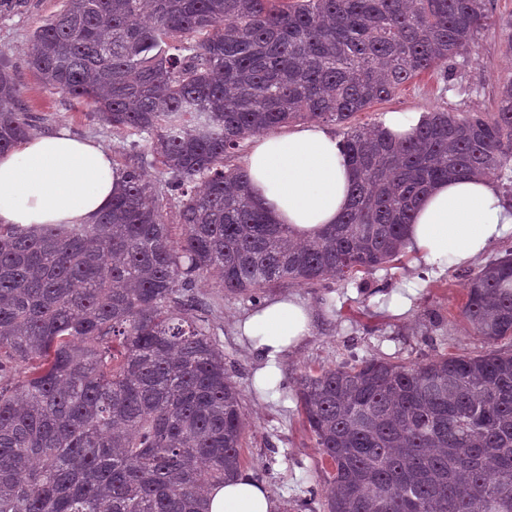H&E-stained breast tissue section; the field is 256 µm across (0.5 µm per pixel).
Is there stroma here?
<instances>
[{"instance_id": "stroma-1", "label": "stroma", "mask_w": 512, "mask_h": 512, "mask_svg": "<svg viewBox=\"0 0 512 512\" xmlns=\"http://www.w3.org/2000/svg\"><path fill=\"white\" fill-rule=\"evenodd\" d=\"M65 4L66 0H27L23 13L0 19V63L11 67L21 89V108L37 133L66 127L73 135L99 143L118 167H125L126 137L94 120L85 105L43 88L26 63L33 31ZM489 9L494 24L481 34L471 55L449 62L447 74L416 77L390 99L358 113L355 124L383 121L393 111H492L500 86L512 78V0H490ZM468 272L465 266L429 268L407 254L369 276L364 288L354 281L334 280L316 288L269 286L265 299L297 295L312 310L314 322L310 336L281 356L279 384L259 392L254 389L259 363L236 331L237 321L252 309L250 301L225 296L212 280L198 283L199 294L209 302V323L226 366L246 395L243 468L268 487L277 503L323 487L327 477L328 468L294 397L302 374L362 357L395 354L420 360L440 353L485 351L483 339L461 316ZM402 289L410 300L404 308L392 299Z\"/></svg>"}]
</instances>
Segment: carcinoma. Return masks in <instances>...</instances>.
<instances>
[{"instance_id": "obj_1", "label": "carcinoma", "mask_w": 512, "mask_h": 512, "mask_svg": "<svg viewBox=\"0 0 512 512\" xmlns=\"http://www.w3.org/2000/svg\"><path fill=\"white\" fill-rule=\"evenodd\" d=\"M493 25L487 0H66L38 26L29 68L133 138L134 162L94 224L0 226V512H208L245 430L198 280L259 307L273 283L399 260L439 181L511 195V79L495 111L436 110L403 138L351 124ZM19 95L1 65L0 153L35 132ZM301 121L347 127L356 180L341 221L298 241L231 160ZM465 290L486 351L300 377L322 512H512V251Z\"/></svg>"}]
</instances>
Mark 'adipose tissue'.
<instances>
[{"label": "adipose tissue", "instance_id": "ef3b65f1", "mask_svg": "<svg viewBox=\"0 0 512 512\" xmlns=\"http://www.w3.org/2000/svg\"><path fill=\"white\" fill-rule=\"evenodd\" d=\"M255 203L299 237L338 223L351 204L355 171L333 129L319 123L252 139L244 158ZM111 155L61 128L0 153V225L93 224L123 185ZM512 233V204L488 177L435 184L417 205L407 252L425 264L467 265ZM313 315L281 296L238 321L261 366L257 383L274 386L278 356L311 331ZM276 501L252 474L214 487L209 512H275Z\"/></svg>", "mask_w": 512, "mask_h": 512}]
</instances>
